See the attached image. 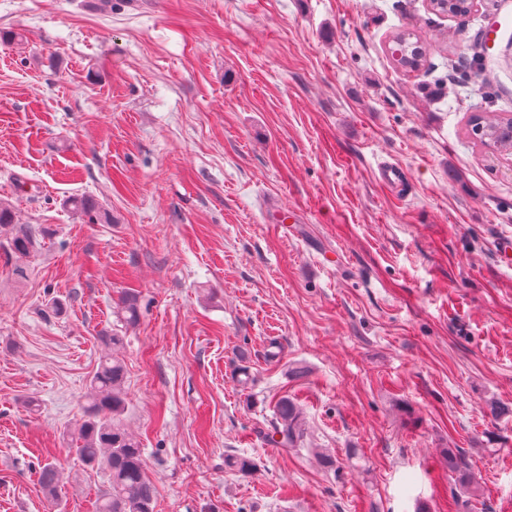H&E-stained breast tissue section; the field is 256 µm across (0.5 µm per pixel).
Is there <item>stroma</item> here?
I'll return each instance as SVG.
<instances>
[{
  "label": "stroma",
  "instance_id": "35a3bbf8",
  "mask_svg": "<svg viewBox=\"0 0 512 512\" xmlns=\"http://www.w3.org/2000/svg\"><path fill=\"white\" fill-rule=\"evenodd\" d=\"M485 22L429 0H0V512H94L108 481L71 439L104 331L156 512H512V419L488 409L512 407V155L465 133L477 84L421 91ZM407 27L434 73L394 65ZM283 396L296 450L260 435ZM446 456L448 460V472L455 475L458 485L466 492L475 493V482L468 468L467 458L456 448H448ZM39 483L45 491L47 498L52 500L57 507L61 506L62 475L54 462L44 463L39 470Z\"/></svg>",
  "mask_w": 512,
  "mask_h": 512
}]
</instances>
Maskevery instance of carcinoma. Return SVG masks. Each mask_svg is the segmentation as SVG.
Masks as SVG:
<instances>
[{
	"mask_svg": "<svg viewBox=\"0 0 512 512\" xmlns=\"http://www.w3.org/2000/svg\"><path fill=\"white\" fill-rule=\"evenodd\" d=\"M472 0H430V9L438 15H448L453 8H470ZM397 55L396 66L406 71H420L428 63L427 46L412 29L395 32L391 38ZM473 81L484 89V97H495L494 77L480 52L473 55ZM470 134L482 145L500 152H512V117L498 112H476L469 117ZM73 209L93 218L99 213L96 202L86 196L68 199ZM35 244L32 234L21 232L12 240V250L19 257L30 254ZM119 319L127 324L137 322L139 306L136 295H126L118 309ZM124 363L112 356H104L89 380L85 419L75 437V451L80 462L89 468L108 473L109 488L95 501V512H154L155 488L147 473L144 448L139 439L127 432L123 425L126 409ZM306 434V419L299 406L283 396L275 403L271 431L264 435L275 448L294 449L301 446ZM448 472L469 493L476 492L474 478L467 458L456 448L446 451ZM224 465L242 473L257 470L256 463L239 455L224 457ZM39 483L47 498L61 506L62 475L54 462L44 463L39 470Z\"/></svg>",
	"mask_w": 512,
	"mask_h": 512,
	"instance_id": "obj_1",
	"label": "carcinoma"
}]
</instances>
